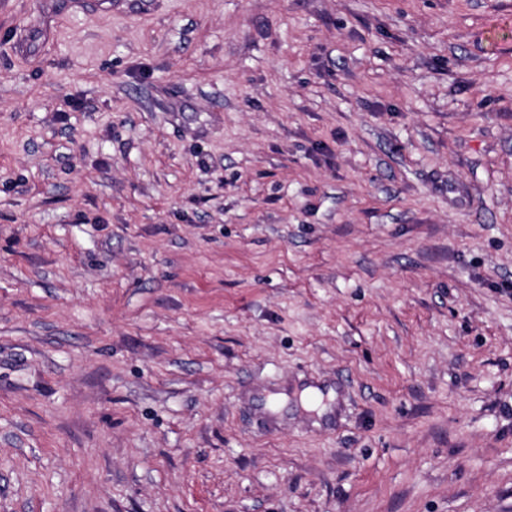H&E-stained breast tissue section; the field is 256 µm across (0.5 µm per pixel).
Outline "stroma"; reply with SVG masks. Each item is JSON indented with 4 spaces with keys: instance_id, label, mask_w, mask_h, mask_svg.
Here are the masks:
<instances>
[{
    "instance_id": "35a3bbf8",
    "label": "stroma",
    "mask_w": 512,
    "mask_h": 512,
    "mask_svg": "<svg viewBox=\"0 0 512 512\" xmlns=\"http://www.w3.org/2000/svg\"><path fill=\"white\" fill-rule=\"evenodd\" d=\"M0 512H512V0H0Z\"/></svg>"
}]
</instances>
